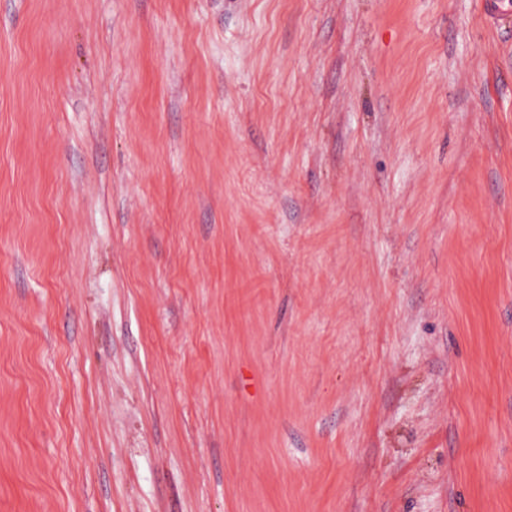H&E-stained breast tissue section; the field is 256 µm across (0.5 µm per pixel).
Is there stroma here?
<instances>
[{"mask_svg": "<svg viewBox=\"0 0 512 512\" xmlns=\"http://www.w3.org/2000/svg\"><path fill=\"white\" fill-rule=\"evenodd\" d=\"M0 0V512H512V0Z\"/></svg>", "mask_w": 512, "mask_h": 512, "instance_id": "35a3bbf8", "label": "stroma"}]
</instances>
